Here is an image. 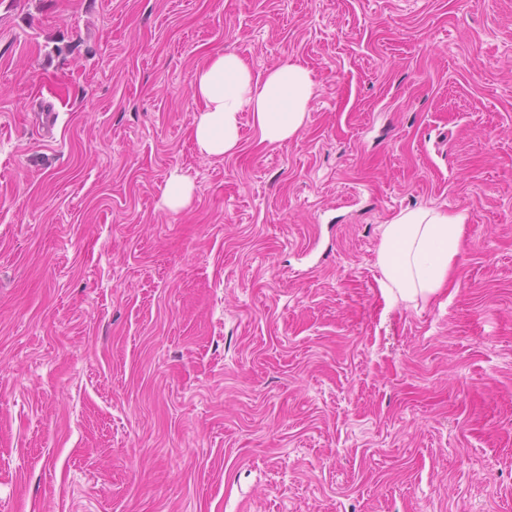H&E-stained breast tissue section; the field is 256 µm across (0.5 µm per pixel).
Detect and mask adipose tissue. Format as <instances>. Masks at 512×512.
Listing matches in <instances>:
<instances>
[{
  "label": "adipose tissue",
  "instance_id": "obj_1",
  "mask_svg": "<svg viewBox=\"0 0 512 512\" xmlns=\"http://www.w3.org/2000/svg\"><path fill=\"white\" fill-rule=\"evenodd\" d=\"M202 103L192 135L206 156L234 153L239 146L238 114L251 112L260 140L278 144L304 125L313 97L308 69L286 63L254 78L235 53L219 54L195 74ZM465 216L430 209L402 211L382 225L377 264L382 286L393 299L412 301L438 293L448 282L461 250Z\"/></svg>",
  "mask_w": 512,
  "mask_h": 512
}]
</instances>
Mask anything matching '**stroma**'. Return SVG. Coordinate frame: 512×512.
<instances>
[{
  "mask_svg": "<svg viewBox=\"0 0 512 512\" xmlns=\"http://www.w3.org/2000/svg\"><path fill=\"white\" fill-rule=\"evenodd\" d=\"M224 51L310 70L294 137L200 154ZM0 512H512V0H0ZM190 194L191 186L183 178L172 175L166 184L164 199L170 207H179L189 200ZM464 221L463 213L413 209L381 225L377 264L391 298H426L446 286L461 250Z\"/></svg>",
  "mask_w": 512,
  "mask_h": 512,
  "instance_id": "stroma-1",
  "label": "stroma"
}]
</instances>
